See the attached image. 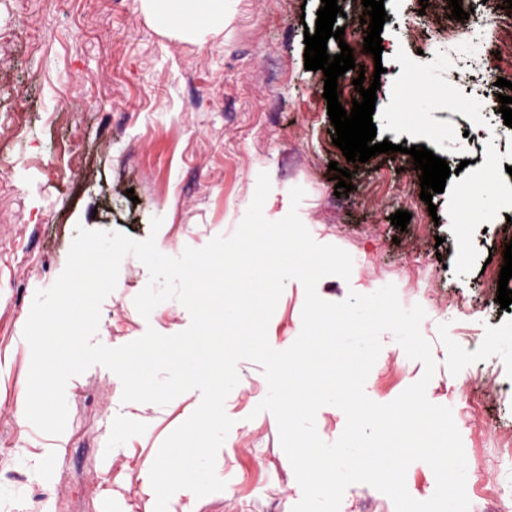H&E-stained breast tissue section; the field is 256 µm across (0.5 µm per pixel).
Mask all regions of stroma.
Masks as SVG:
<instances>
[{"instance_id": "1", "label": "stroma", "mask_w": 512, "mask_h": 512, "mask_svg": "<svg viewBox=\"0 0 512 512\" xmlns=\"http://www.w3.org/2000/svg\"><path fill=\"white\" fill-rule=\"evenodd\" d=\"M449 0H384L387 18L380 59L363 51L361 0H338L337 27L357 68L339 81L351 108L353 81L375 64L396 75L408 96L396 100L381 84L373 114L376 142L397 125L416 124L401 153L360 164L353 191L334 193L330 162L347 168L323 96L322 71L304 67V31L315 28L321 0H232L218 32L196 39L159 27L139 0H0V512H103L99 488L112 487L113 512H145L151 469L163 441L194 412L199 391L166 405L122 399V383L96 364L66 385L64 432L49 435L20 411L29 367L23 343L36 291L50 288L67 262L77 226L119 231L179 256L234 233L268 172L277 203L268 220L284 218L291 188L306 195L299 217L320 244L353 259L350 279L317 284L318 295L343 301L392 284L404 307L421 305V332L436 369L426 396L459 412L462 400L479 423H460L467 484L485 474L497 493L512 492V311L496 301L506 244L512 242V128L489 111L480 70L472 63L488 36L449 45ZM504 0H462L481 16L497 11L495 38L507 52L497 62L512 94V15ZM423 145L446 159L451 174L431 202L420 198V173L407 155ZM492 189L482 212L470 211L465 191L476 171ZM436 214H429V206ZM411 213L406 230L390 216ZM459 223H449L450 212ZM162 218L151 233L152 218ZM149 272L134 255L101 305L95 342L119 347L147 329L174 335L191 317L178 301L142 317L134 305ZM305 291L288 281L267 329L278 351L302 328ZM480 346L465 349V339ZM365 382L366 395L386 404L421 378L392 333ZM239 382L225 401L233 426L215 471L223 491L196 499L195 512H292L302 490L279 443L270 412H257L268 392L261 367L243 359ZM467 377L465 395L454 386Z\"/></svg>"}]
</instances>
